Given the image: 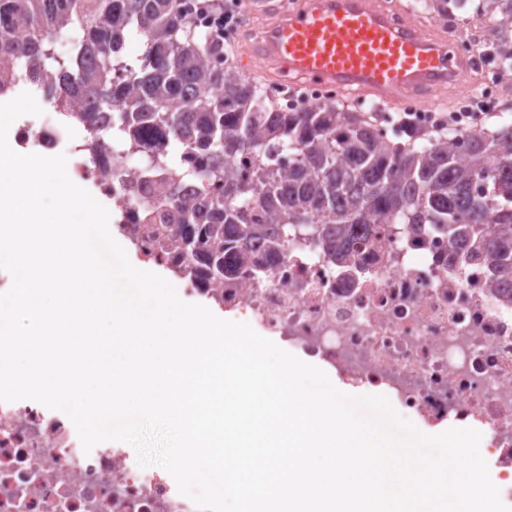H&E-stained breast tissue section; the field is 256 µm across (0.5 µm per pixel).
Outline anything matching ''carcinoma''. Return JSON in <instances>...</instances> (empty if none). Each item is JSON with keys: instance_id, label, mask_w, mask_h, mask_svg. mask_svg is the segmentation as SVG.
Returning <instances> with one entry per match:
<instances>
[{"instance_id": "obj_1", "label": "carcinoma", "mask_w": 512, "mask_h": 512, "mask_svg": "<svg viewBox=\"0 0 512 512\" xmlns=\"http://www.w3.org/2000/svg\"><path fill=\"white\" fill-rule=\"evenodd\" d=\"M497 18L483 44L512 63V0H481ZM78 28L83 60L56 58L54 44ZM143 43V64L118 86L112 72L130 32ZM222 46L200 41L173 0H0V89L14 70L58 78L64 115L84 126L91 144L121 133L140 145L165 128L200 181H224V195L182 198L166 192L182 250L205 257L216 284L239 268L263 265L260 245L275 253L300 224L310 242L339 263L369 244L363 224H432L472 262L487 263L512 286V128L476 131L463 144L411 133L415 146L381 139L362 114L341 107L280 111L266 91L231 70L210 71ZM53 61L46 67V61ZM255 159L243 178L235 162Z\"/></svg>"}]
</instances>
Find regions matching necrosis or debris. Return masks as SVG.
<instances>
[{"label":"necrosis or debris","mask_w":512,"mask_h":512,"mask_svg":"<svg viewBox=\"0 0 512 512\" xmlns=\"http://www.w3.org/2000/svg\"><path fill=\"white\" fill-rule=\"evenodd\" d=\"M30 152H63L73 179L112 203V222L140 261L171 272L192 266L172 241L163 203L170 171L126 157L123 139L90 151L76 123L17 124ZM381 243L341 264L292 231L265 273L247 270L223 287L182 277L200 296L285 349L328 366L345 383L384 391L426 425L478 429L483 457L512 502V291L453 251L433 226L380 227ZM0 512H200L166 470H148L134 449L105 441L84 451L71 420L33 400L0 401Z\"/></svg>","instance_id":"4bbe7bcc"}]
</instances>
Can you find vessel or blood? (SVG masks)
Segmentation results:
<instances>
[{"mask_svg": "<svg viewBox=\"0 0 512 512\" xmlns=\"http://www.w3.org/2000/svg\"><path fill=\"white\" fill-rule=\"evenodd\" d=\"M246 55L264 74L316 80L378 106L433 103L465 80L470 60L424 30L397 0H289L268 8Z\"/></svg>", "mask_w": 512, "mask_h": 512, "instance_id": "1", "label": "vessel or blood"}]
</instances>
